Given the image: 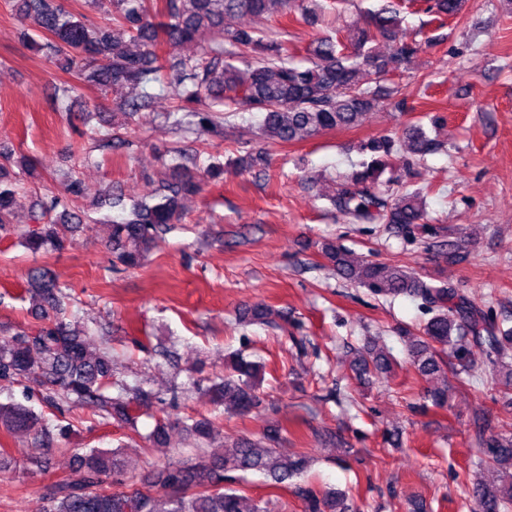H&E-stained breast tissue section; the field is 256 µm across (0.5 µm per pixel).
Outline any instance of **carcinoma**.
Here are the masks:
<instances>
[{"instance_id": "cac0c4a2", "label": "carcinoma", "mask_w": 512, "mask_h": 512, "mask_svg": "<svg viewBox=\"0 0 512 512\" xmlns=\"http://www.w3.org/2000/svg\"><path fill=\"white\" fill-rule=\"evenodd\" d=\"M315 0H84L86 6L111 17L112 24L99 23L83 13L66 8L63 0H11L16 16L40 36L31 48L46 52L71 80L55 87L58 111L69 112L68 101L81 88L102 93L125 89L127 95L115 102L124 114L145 112L157 94L155 85L167 81L181 86L177 104L168 112L173 124L188 104L204 97L224 99L263 114L261 134L266 142L290 144L321 131L358 125L379 104L371 84L379 83L392 69L406 65L421 43L401 27V9L388 5L369 13L365 26L354 39L356 50L333 36L320 37L308 49L310 66L292 62L288 47L276 38H262L251 26L255 17L278 15L285 10L296 19L314 22ZM424 12L437 20L454 18L465 0H424ZM163 20L154 23L151 16ZM240 20L232 30L224 28V16ZM203 34L210 42L203 52L183 56L179 49ZM137 49L126 48V41ZM385 45L388 52L379 50ZM243 64L242 70L238 64ZM410 152L424 156L435 142L420 126L405 132ZM401 140L382 135L362 149L371 154L362 168L352 171L337 184L329 201L353 221L379 219L385 224L407 228L425 223V200L418 190L405 194L379 195L380 177L394 166ZM32 162L17 161L10 151H0V227L12 223L14 206L27 190L25 177ZM224 165L212 163L199 174L182 162L172 164V181L167 187L136 201L121 220L92 219L78 204L81 181L71 175L61 194L36 200L33 215L38 227L21 235L22 245L33 253L48 248L61 251L68 236L91 224L111 227L110 244L115 260L136 267L159 233L182 222L181 200L199 194L203 177L217 179ZM321 251L336 275L368 289L374 295L395 298L416 296L428 304L433 316L407 344L408 362L426 382L448 380V360L468 367L471 347L487 349L493 363L500 362L504 348L512 344V328L502 330L485 314L457 295L449 286H432L400 266L369 261L358 262L349 251L322 243ZM28 300L48 323L35 330H20L0 344V384L34 383L42 400L59 409L61 403L93 402L104 420H129L132 412L150 400L136 389L112 398L103 391L112 384V356L108 350L90 351L80 332L62 317L71 297L42 268L31 270ZM394 358L383 348L368 345L351 362L356 379L391 370ZM230 374L209 387L213 403L227 412L245 414L258 404L256 378L259 365L238 353L229 356ZM0 424L7 430L29 431L37 424L32 411L19 403H0ZM215 421L195 418L187 429L196 441V457L174 461L163 470L155 485L116 486L108 479L125 471L122 449L90 448L66 479L49 488L42 512H265L261 502L247 497L236 484L249 473L271 480V486L286 488L309 467L304 452L286 455L276 447L279 429L267 431L261 440L241 437L209 455ZM483 457L477 466L498 469L501 484L472 488L475 512H512V437L492 436L483 442ZM295 493L306 504V512H355L349 497L340 491L318 492L300 483Z\"/></svg>"}]
</instances>
